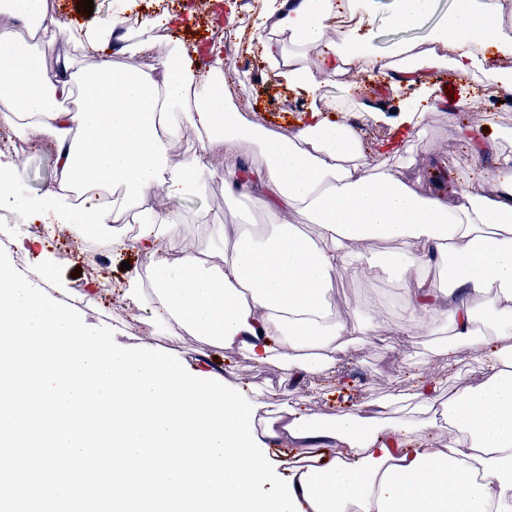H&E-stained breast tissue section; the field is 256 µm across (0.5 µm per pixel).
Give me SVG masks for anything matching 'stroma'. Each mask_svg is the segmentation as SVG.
Returning <instances> with one entry per match:
<instances>
[{
    "label": "stroma",
    "mask_w": 512,
    "mask_h": 512,
    "mask_svg": "<svg viewBox=\"0 0 512 512\" xmlns=\"http://www.w3.org/2000/svg\"><path fill=\"white\" fill-rule=\"evenodd\" d=\"M133 12L140 19L151 20L162 12H180L187 4H194L195 12L186 27L175 36L187 56H194L199 46L215 37H222L226 44L224 59L228 64L224 75L235 91V104L254 125L283 132L295 133L304 119L312 97L303 88L274 79L257 44L247 37L259 11L255 7L241 9L239 29H216L202 0H133ZM391 0H375V15L371 25L362 27L361 33L375 51H387L392 45L403 42L427 41L434 28L448 19L455 11L458 0H437L434 14L423 24L409 30L395 28L389 19ZM357 86L359 94L372 105H384L379 119H372L359 112H333L334 121L352 126L359 133L367 151L393 140L395 112L416 97L415 88L392 91L384 86L380 74L351 71L327 79L321 93L339 100L345 99L347 86ZM431 96L444 97L446 90H453L452 109L446 112L425 113L419 127L420 134L411 143L409 160L390 159L389 164L398 176L410 183L421 194H434L447 189L440 165L448 163L462 168H475L489 173L496 172L500 160L490 153L473 157L459 138L458 126L469 127L479 141L502 145L512 152V96L489 99L482 111L469 109L470 99L480 96L481 85L471 78L460 76L446 66L434 73L428 83ZM21 193L42 194L55 181L54 152L42 145L31 147L20 158ZM186 233L197 241H205L206 228L211 224H284L289 215L268 213L255 209L245 197L227 198L221 183H210L199 192L186 196L178 203ZM37 227L38 238L46 239L48 250L58 257L53 270L55 280L65 288H86L89 280H105L111 292L81 306L80 313L86 324L110 327L117 344L139 347L143 344L137 330V311L128 307L119 287L126 274L122 262L132 268L145 270L151 265L149 256L123 251L109 254L106 265L91 266L86 250L75 243L67 225H57L54 236L42 230L41 219H31ZM400 287L395 280L383 277L363 279L352 272L340 274L334 285L332 302L339 317L347 322L369 316L383 322L380 341L369 345H355L336 357L334 366L313 378L294 385L287 379L282 364H258L242 352L227 349L213 350L201 355L199 343L190 336L172 341L158 335L153 346L176 357L183 366L213 371L223 376L225 382L236 389L251 392L261 388L271 395L268 409L260 412L252 423L256 431H263L267 420L276 417L281 406L307 409L318 414L333 415L367 402H385L400 396L403 404H411L417 377L441 387L464 385L476 380L484 362L470 346L451 341L445 318L435 324H425L402 335L398 330L402 310Z\"/></svg>",
    "instance_id": "1"
}]
</instances>
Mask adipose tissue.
I'll return each instance as SVG.
<instances>
[{"label": "adipose tissue", "mask_w": 512, "mask_h": 512, "mask_svg": "<svg viewBox=\"0 0 512 512\" xmlns=\"http://www.w3.org/2000/svg\"><path fill=\"white\" fill-rule=\"evenodd\" d=\"M261 14L264 26L250 38L271 73L314 92L324 74L350 66L414 85L447 63L464 76L487 74L485 95L512 88V72L485 73L482 60L488 45L512 50V33L483 26L504 20L507 0H475L434 31L431 47L403 42L387 55L358 37L368 13L354 11L352 0H261ZM1 15L18 24L0 23V208L69 225L82 242L149 255L150 274L132 272L122 292L150 327L282 363L301 381L378 333L372 319L345 323L330 302L337 275L353 270L402 280L401 332L433 320L444 296L456 340L478 352L493 344L479 383L449 390L442 402L418 384L414 413L391 421L357 407L333 418L292 410L276 419L267 437L342 447L329 464L297 468L292 485L304 512H512L511 154L493 178L495 194L473 170L450 166L454 198L423 197L368 153L351 126L327 120L335 99L309 109L290 136L248 124L223 79L220 48L201 71L170 39L184 15L126 32L116 14L76 33L48 0H0ZM331 23L338 45L313 60L310 49ZM61 37L94 63L48 67L39 47ZM116 53L150 55L152 67L117 65ZM20 140L55 147V185L35 198L17 190ZM247 146L262 159L249 174L209 161L214 148ZM173 147L182 155L176 167L167 163ZM215 181L229 197L249 195L255 208L294 213L296 223L212 224L208 246L195 244L175 202ZM159 187L172 207L155 206ZM131 223L133 235L123 230ZM303 223L314 236L300 231ZM376 239L393 250H362ZM438 422L450 436L435 445L426 432Z\"/></svg>", "instance_id": "1"}]
</instances>
